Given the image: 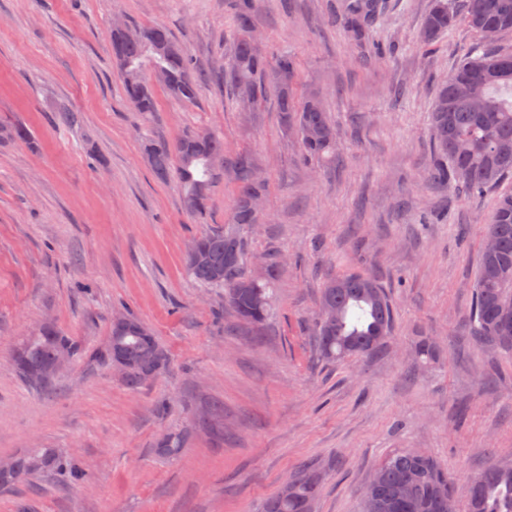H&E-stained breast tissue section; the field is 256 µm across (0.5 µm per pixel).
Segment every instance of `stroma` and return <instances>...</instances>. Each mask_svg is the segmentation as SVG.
<instances>
[{"label":"stroma","mask_w":512,"mask_h":512,"mask_svg":"<svg viewBox=\"0 0 512 512\" xmlns=\"http://www.w3.org/2000/svg\"><path fill=\"white\" fill-rule=\"evenodd\" d=\"M432 0H382L368 38L350 37L347 0H259L266 53L290 55L300 94L317 92L336 126V161H305L273 100L238 112L203 84L195 102L159 94L151 114L128 104L112 61V23L161 24L195 70L226 62L235 22L225 0H0V457L43 445L79 458L78 485L43 474L0 490V512H261L301 465L322 470L314 512H362L364 488L398 448H420L466 477L512 462V357L464 339L477 257L497 191L470 197L428 178L434 91L481 45L465 22L430 45ZM78 111L60 124L57 105ZM188 130L250 151L269 182L250 259L286 263L262 337L187 277L192 237L223 230L234 205L219 180L205 221L175 183L158 181L146 140ZM375 277L393 309L382 351L329 362L313 336L325 275ZM146 323L168 356L130 389L102 360L113 314ZM86 350L53 390L30 387L14 343L43 322ZM431 337L438 361L415 360ZM184 436L174 458L155 446Z\"/></svg>","instance_id":"1"}]
</instances>
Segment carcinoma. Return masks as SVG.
I'll return each mask as SVG.
<instances>
[{"mask_svg": "<svg viewBox=\"0 0 512 512\" xmlns=\"http://www.w3.org/2000/svg\"><path fill=\"white\" fill-rule=\"evenodd\" d=\"M464 17L478 33L492 26L497 34L512 32V0H464ZM235 20V33L229 43L224 66V86L236 99L238 109L256 111L273 97L283 127L293 129L300 139L303 157L311 162L331 163L336 159V127L330 121L316 94L300 99L295 87V62L287 54L275 60L255 48L248 30L257 25L256 0H229ZM379 0H354L348 7L347 28L357 41L366 38L380 14ZM458 22L454 0H433L421 21L420 38L429 43ZM144 36L130 41L112 32V58L124 80L125 97L137 112H155L158 101L152 81L160 70L168 75L161 85L173 98L191 103L199 94L200 83L193 73L191 57L163 25L142 28ZM495 42L484 41L481 54H468L448 73L437 88L432 104L433 160L431 179L453 184L472 196L497 189L512 178V52L499 51ZM458 83L477 88L482 108L455 92ZM246 85L254 95L244 98L239 88ZM153 174L161 181H175L185 209L195 218L207 210L215 181L233 173L235 201L230 224L217 232H202L192 241L204 257L202 261L184 258L190 278L204 288L224 289V303L238 320L259 329L266 322L274 303L273 283L282 269L279 254L266 255L260 272L248 266V242L235 225L254 224L256 215L249 202L264 196L268 182L254 179L258 168L247 152H224V138L206 131H188L174 145L151 141L146 147ZM485 235H492L498 248L493 254L481 252L470 312V334L512 354V334L500 323V313L512 310V190L502 192L486 224ZM340 287H334V283ZM320 305L338 311L334 325L316 317L313 333L320 356L328 361L381 351L393 328V312L384 289L359 272L330 274L322 282ZM112 349L105 358L122 362V376L131 388L141 386L149 375H158L167 357L152 330L138 317L126 314V326H111ZM75 357L82 347L71 336H63L48 325L21 338L15 345L21 360L15 363L19 376L40 390L54 387L55 379L40 381L33 373L51 365L60 351ZM416 357L433 362L439 356L427 336L414 344ZM183 439L166 435L157 444V453L172 457L181 453ZM49 448H28L13 456L14 471L0 486L8 488L29 478L56 473L80 483L86 470L71 456L52 457ZM319 468L308 465L286 480L284 498L276 493L262 504L261 512H313L322 488ZM406 482L402 502L391 500L393 490ZM466 498L467 512H512V463H492L460 482L432 457H416L405 449L389 454L374 470L364 489V512H456L459 495Z\"/></svg>", "mask_w": 512, "mask_h": 512, "instance_id": "1", "label": "carcinoma"}]
</instances>
